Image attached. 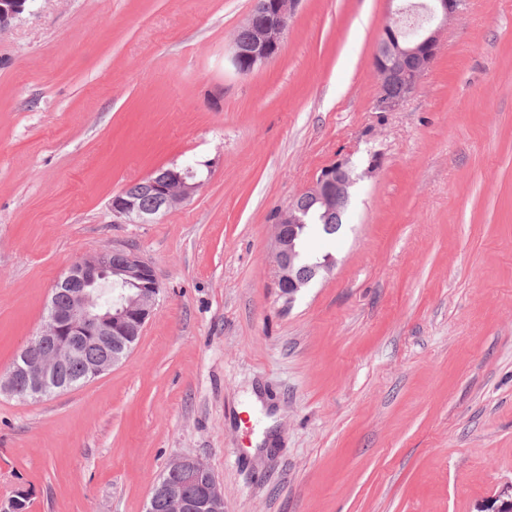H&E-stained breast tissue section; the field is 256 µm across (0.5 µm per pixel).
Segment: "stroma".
I'll return each instance as SVG.
<instances>
[{
    "label": "stroma",
    "mask_w": 512,
    "mask_h": 512,
    "mask_svg": "<svg viewBox=\"0 0 512 512\" xmlns=\"http://www.w3.org/2000/svg\"><path fill=\"white\" fill-rule=\"evenodd\" d=\"M253 0H33L0 32V370L86 255L135 249L161 293L128 357L0 396V512H146L202 459L224 512H484L512 494V0H465L391 112L392 0H299L278 56H229ZM364 177L330 273L286 301L274 209L325 166ZM150 224L113 195L161 167ZM163 169L155 170L151 177L162 175ZM163 173L161 177L147 179L144 183L156 199L153 210L150 209L154 207V197L145 189L143 183L136 182L128 186L126 192L122 191L112 197L109 203L112 215L126 224H149L159 213L188 200L200 186L199 182L194 181L195 172L191 168L179 171L170 168ZM133 194L139 196L140 202Z\"/></svg>",
    "instance_id": "stroma-1"
}]
</instances>
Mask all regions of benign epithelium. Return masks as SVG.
Here are the masks:
<instances>
[{
    "label": "benign epithelium",
    "instance_id": "benign-epithelium-1",
    "mask_svg": "<svg viewBox=\"0 0 512 512\" xmlns=\"http://www.w3.org/2000/svg\"><path fill=\"white\" fill-rule=\"evenodd\" d=\"M31 0H0V31L30 7ZM298 0H254L247 22L233 39L231 61L240 74L250 73L280 52L282 38ZM465 0H400L380 32L373 67L380 79L374 108L395 110L416 88L431 68L438 52L440 27L457 15ZM195 172L170 168L145 186L156 199L155 208L145 210L138 197L125 191L115 195L109 206L112 215L126 224H149L161 212L188 200L200 183ZM359 175L347 160L321 170L312 186L301 195L304 202L319 204L341 218L348 205L350 188ZM308 209L291 201L276 218L278 267L277 286L288 299L306 286L320 271L329 270L331 257L310 266L303 276L296 270L298 241L306 228ZM118 276L120 280L112 281ZM120 288L105 308L99 307V290ZM137 290L128 295L122 288ZM160 293L152 266L130 248L97 250L74 264L54 288L41 332L20 350L7 370L0 373V393L43 398L83 385L119 363L134 347L153 314ZM84 344L103 348L83 372L61 380L59 373ZM45 353L32 355L30 350ZM193 491L195 506L223 512L224 489L210 467L191 455L171 459L168 475L156 482L152 497L166 498L175 512L187 507L186 490Z\"/></svg>",
    "mask_w": 512,
    "mask_h": 512
}]
</instances>
